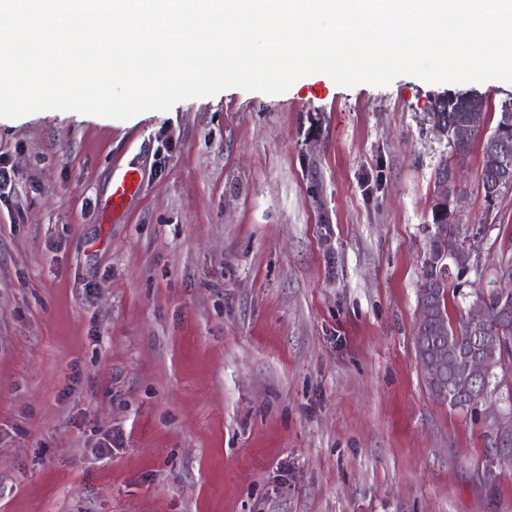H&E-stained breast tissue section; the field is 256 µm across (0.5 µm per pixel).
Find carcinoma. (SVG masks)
Here are the masks:
<instances>
[{"label":"carcinoma","mask_w":512,"mask_h":512,"mask_svg":"<svg viewBox=\"0 0 512 512\" xmlns=\"http://www.w3.org/2000/svg\"><path fill=\"white\" fill-rule=\"evenodd\" d=\"M469 97L468 93H450L447 97L438 100L435 103V108L438 109L439 119L445 123L448 121L455 123L464 118L467 115ZM487 120L488 113L485 112L482 116V123L476 126L471 137L465 142L454 145L452 153L460 156L468 155L473 138L483 132ZM500 125L501 122H496L492 132L483 138L482 145H487L490 140L499 135L501 136L498 143L499 148L512 155V130L501 135L499 134ZM432 226L434 233L429 237L427 243V257L429 258L437 249L438 232L450 226L446 205L439 202L434 204ZM420 297L430 301L434 314L446 320L449 319L447 311L448 283L431 278L425 268L422 269ZM478 300L484 308L485 319L477 330L473 331L469 328L466 318H462L456 323H448V335L446 336L434 335L425 322L417 325L415 337L417 356L426 354L429 350L437 348L439 344L448 346V351L453 355V359L443 373L442 383L445 386L460 367L464 357L503 337L512 341V297L504 298L492 288L487 293L478 296Z\"/></svg>","instance_id":"obj_1"}]
</instances>
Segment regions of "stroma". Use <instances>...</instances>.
Listing matches in <instances>:
<instances>
[{
  "label": "stroma",
  "mask_w": 512,
  "mask_h": 512,
  "mask_svg": "<svg viewBox=\"0 0 512 512\" xmlns=\"http://www.w3.org/2000/svg\"><path fill=\"white\" fill-rule=\"evenodd\" d=\"M512 84L232 88L116 120L0 118V512H512L494 416L433 398L416 357L439 168L427 119ZM143 184L98 203L116 166ZM454 208L479 247L469 313L512 257V190L481 145ZM123 444L111 448L113 434ZM118 171L112 176L111 193L99 205L103 218L122 213L128 200L141 189L142 177L136 163L130 161Z\"/></svg>",
  "instance_id": "stroma-1"
}]
</instances>
